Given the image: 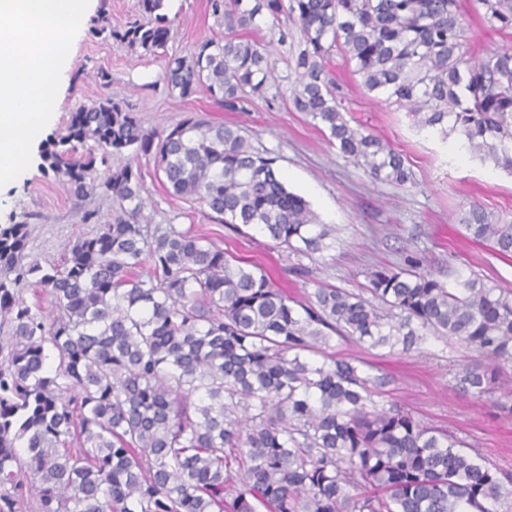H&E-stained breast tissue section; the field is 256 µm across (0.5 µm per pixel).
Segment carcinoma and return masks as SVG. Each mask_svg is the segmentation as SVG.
I'll return each mask as SVG.
<instances>
[{"label": "carcinoma", "mask_w": 512, "mask_h": 512, "mask_svg": "<svg viewBox=\"0 0 512 512\" xmlns=\"http://www.w3.org/2000/svg\"><path fill=\"white\" fill-rule=\"evenodd\" d=\"M164 2L140 0L141 18L110 35L158 53ZM208 4L224 38L167 59L180 97L204 89L228 112L266 97L269 50L251 34L267 23L283 44L285 18L303 45L288 63L293 107L373 180L413 174L341 112L335 54L418 126L512 172V46L479 56L467 37L473 15L512 35V0H471L470 12L462 0ZM123 153L127 164L98 172ZM151 154L172 193L218 223L256 226L295 254L336 248L240 129L188 112L157 136L114 100L78 105L42 145L41 169L78 200L105 188L120 213L46 268L26 260L29 225H0V512H19L28 482L36 512H512V468L417 421L385 375L330 345L408 353L452 337L477 354L458 391L512 418L511 289L463 271L447 283L408 255L368 272L369 299L323 286L295 299L204 234L138 223L132 162ZM460 223L512 256L511 219L473 203Z\"/></svg>", "instance_id": "1"}]
</instances>
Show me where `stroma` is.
<instances>
[{
	"label": "stroma",
	"instance_id": "obj_1",
	"mask_svg": "<svg viewBox=\"0 0 512 512\" xmlns=\"http://www.w3.org/2000/svg\"><path fill=\"white\" fill-rule=\"evenodd\" d=\"M206 4L207 0H166L171 35L164 53L150 55L111 37L112 30L124 29L138 17V0H89L48 131L62 127L79 104L104 99L123 102L149 132L173 126L188 112L240 128L256 150L274 158L288 189L303 196L328 225L336 248L299 257L275 246L256 227L214 223L198 202L166 189L150 156L139 161L145 187L140 223L173 224L208 234L298 297L320 285L363 292L370 268L402 264L409 254L433 272L471 270L512 290V257L495 255L469 239L458 222L461 211L474 201L493 214L512 216V174L482 161L459 137L445 139L435 130L415 126L405 108L384 95L366 92L354 65H335L342 103L354 121L404 156L412 183L396 186L372 180L344 158L306 114L294 110L288 61L301 48L297 38L271 43L276 80L266 97L254 100L246 111H224L203 90L186 99L170 92L163 80L166 58L190 55L199 42L223 32ZM101 26L106 29L102 35L97 32ZM6 189L0 224L29 225L26 253L44 263L59 260L79 235L91 231L93 223L82 221L84 212H95L94 223L100 224L110 223L116 215L110 195L99 190L75 201L58 177L34 164ZM296 263L309 268L310 281L290 274V265ZM471 357V351L456 341L432 338L420 350L379 351L370 360L389 378L394 401L425 423L465 438L487 460L510 467L512 418L501 416L491 400H474L455 388L458 365Z\"/></svg>",
	"mask_w": 512,
	"mask_h": 512
}]
</instances>
